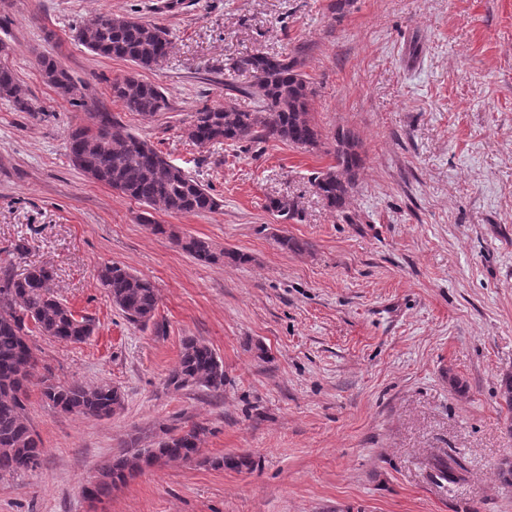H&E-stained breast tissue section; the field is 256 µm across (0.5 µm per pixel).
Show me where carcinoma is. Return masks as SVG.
I'll return each mask as SVG.
<instances>
[{
	"label": "carcinoma",
	"mask_w": 512,
	"mask_h": 512,
	"mask_svg": "<svg viewBox=\"0 0 512 512\" xmlns=\"http://www.w3.org/2000/svg\"><path fill=\"white\" fill-rule=\"evenodd\" d=\"M80 32V44L92 53L129 61L140 68L159 64L170 48L164 28L130 16L102 14L80 27ZM39 67L47 85L72 105L85 106L77 83L60 62L44 56L39 59ZM240 67L252 73V83L242 90L230 85L228 90H241L253 97L259 109L245 111L231 105L202 108L194 113L186 130L194 145L264 139L311 149L321 146L323 134L312 122L309 111L312 89L297 60L258 52L243 58ZM111 88L113 97L130 112L153 116L168 109L164 93L133 73L113 79ZM0 98L13 102L21 112L29 109L13 71L5 65L0 66ZM90 116L99 117L98 122L92 127L71 129L68 151L71 156H84L100 183L117 187L123 195L171 214H199L219 207L209 189L149 142L129 132L112 114L92 112ZM334 142L335 165L316 173L313 182L327 206L342 211L363 158L359 142L350 132L336 131ZM270 208L287 219L299 217L295 203L286 199L272 200ZM176 243L200 262L247 261L239 252H216L212 243L200 236L188 235L176 239ZM51 281L52 274L45 267H32L22 274L0 271V476L34 471L44 455L26 414L28 384L38 364L30 336L37 333L58 341L83 343L94 333L92 320L77 315L59 300ZM99 281L129 322L146 325L153 320L158 294L151 281L115 263L101 267ZM169 383L177 389L199 386L218 392L224 389V364L208 344L188 339ZM41 394L63 413L92 419L109 418L123 404L122 394L114 386L88 387L79 381L62 384L50 375L43 378ZM206 432V427L191 424L161 440L155 448L118 457L102 467L84 491L100 499L160 460H192L197 457ZM212 465L242 470L251 468L252 460L238 455L216 459ZM432 466L445 480L463 479L464 467L459 462L451 465L439 456Z\"/></svg>",
	"instance_id": "cac0c4a2"
}]
</instances>
